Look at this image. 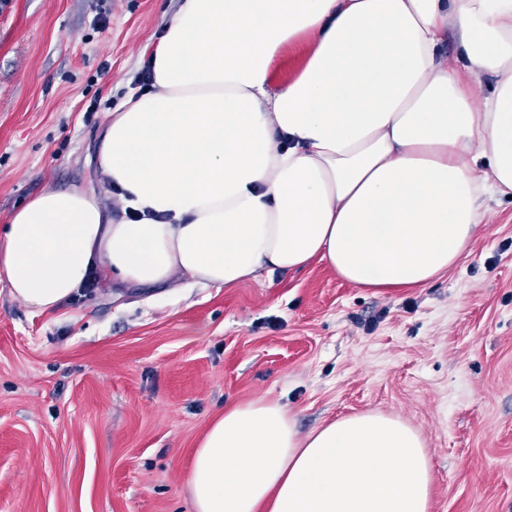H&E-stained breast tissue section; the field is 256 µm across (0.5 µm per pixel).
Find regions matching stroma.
<instances>
[{
  "label": "stroma",
  "instance_id": "35a3bbf8",
  "mask_svg": "<svg viewBox=\"0 0 512 512\" xmlns=\"http://www.w3.org/2000/svg\"><path fill=\"white\" fill-rule=\"evenodd\" d=\"M180 0H0V224L44 188L99 189L106 113L136 94ZM434 282L377 291L328 265L233 288L101 280L53 310L0 278V512H189L226 406L300 433L365 411L426 441L430 512H512V199Z\"/></svg>",
  "mask_w": 512,
  "mask_h": 512
}]
</instances>
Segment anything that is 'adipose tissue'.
I'll return each instance as SVG.
<instances>
[{
    "mask_svg": "<svg viewBox=\"0 0 512 512\" xmlns=\"http://www.w3.org/2000/svg\"><path fill=\"white\" fill-rule=\"evenodd\" d=\"M148 60L97 144L124 219L47 188L0 228V274L27 306H60L94 270L232 288L320 261L364 288L423 286L476 238L484 187L512 197V0H181ZM188 492L191 512H430L432 476L399 418L303 435L258 399L211 423ZM305 42L287 46L276 63L275 80L284 81L290 78L301 65L306 53Z\"/></svg>",
    "mask_w": 512,
    "mask_h": 512,
    "instance_id": "1",
    "label": "adipose tissue"
}]
</instances>
